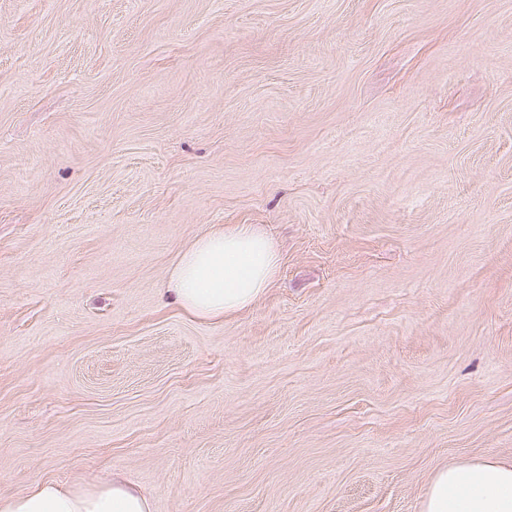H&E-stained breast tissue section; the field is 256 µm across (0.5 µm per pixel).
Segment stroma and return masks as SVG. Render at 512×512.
<instances>
[{"label": "stroma", "instance_id": "obj_1", "mask_svg": "<svg viewBox=\"0 0 512 512\" xmlns=\"http://www.w3.org/2000/svg\"><path fill=\"white\" fill-rule=\"evenodd\" d=\"M258 226L250 308L165 294ZM512 457V0H0V497L420 512ZM280 266L272 241L253 224H234L197 237L181 254L166 288L196 318L240 312L270 287ZM1 512H151L149 498L123 475L112 476L91 489L52 481L4 500Z\"/></svg>", "mask_w": 512, "mask_h": 512}]
</instances>
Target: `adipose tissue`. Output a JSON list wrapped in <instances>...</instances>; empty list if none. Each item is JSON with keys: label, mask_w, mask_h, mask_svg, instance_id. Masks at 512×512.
<instances>
[{"label": "adipose tissue", "mask_w": 512, "mask_h": 512, "mask_svg": "<svg viewBox=\"0 0 512 512\" xmlns=\"http://www.w3.org/2000/svg\"><path fill=\"white\" fill-rule=\"evenodd\" d=\"M280 266L272 241L254 225L236 224L197 237L181 254L170 299L208 320L242 311L270 287ZM0 512H151L149 498L120 473L91 489L52 481L1 500ZM422 512H512V458L439 467Z\"/></svg>", "instance_id": "1"}]
</instances>
